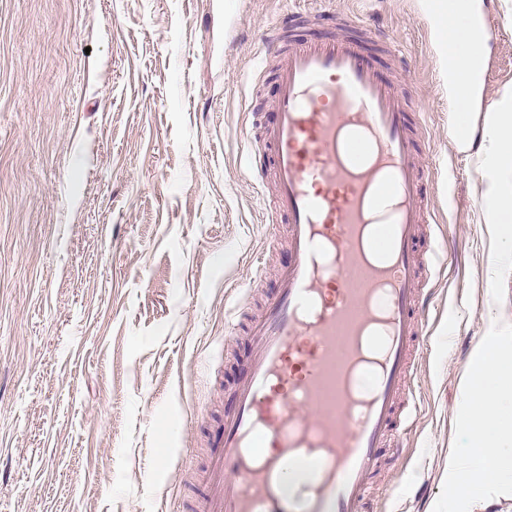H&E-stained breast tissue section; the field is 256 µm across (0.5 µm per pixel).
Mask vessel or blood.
Segmentation results:
<instances>
[{
  "instance_id": "1",
  "label": "vessel or blood",
  "mask_w": 512,
  "mask_h": 512,
  "mask_svg": "<svg viewBox=\"0 0 512 512\" xmlns=\"http://www.w3.org/2000/svg\"><path fill=\"white\" fill-rule=\"evenodd\" d=\"M265 41L278 60L259 145L268 226L285 229L291 260L250 325L233 408L182 512H373L385 450L421 407L422 288L448 261L422 161L428 114L403 76L377 68L370 46L398 51L358 16L337 13L330 29L306 11ZM297 468L304 507L282 490Z\"/></svg>"
}]
</instances>
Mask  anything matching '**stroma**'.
I'll return each mask as SVG.
<instances>
[{
  "label": "stroma",
  "instance_id": "stroma-1",
  "mask_svg": "<svg viewBox=\"0 0 512 512\" xmlns=\"http://www.w3.org/2000/svg\"><path fill=\"white\" fill-rule=\"evenodd\" d=\"M478 2L488 105L512 91V0ZM308 9L382 31L430 113L449 260L424 409L378 512H448L460 381L487 305L512 336V274L487 275L480 165L448 136L428 0H0V512H174L189 496L250 352L224 310L276 288L290 256L247 154L276 86L248 76L263 26Z\"/></svg>",
  "mask_w": 512,
  "mask_h": 512
}]
</instances>
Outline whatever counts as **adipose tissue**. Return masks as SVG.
<instances>
[{
    "label": "adipose tissue",
    "instance_id": "ef3b65f1",
    "mask_svg": "<svg viewBox=\"0 0 512 512\" xmlns=\"http://www.w3.org/2000/svg\"><path fill=\"white\" fill-rule=\"evenodd\" d=\"M442 17L440 46L453 72L475 79L483 38L469 0H432ZM480 154L482 195L490 226L492 272L512 265V98L485 116ZM466 402L448 450V512H470L493 487L512 484V348L498 331L486 336L465 378Z\"/></svg>",
    "mask_w": 512,
    "mask_h": 512
}]
</instances>
